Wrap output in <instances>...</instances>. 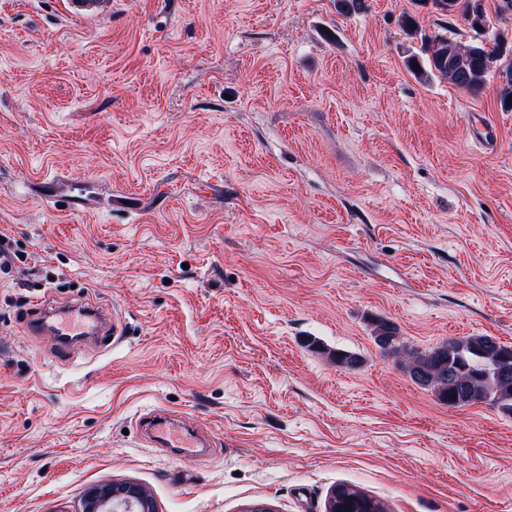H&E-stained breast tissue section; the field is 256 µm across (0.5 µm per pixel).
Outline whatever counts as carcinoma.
<instances>
[{
  "label": "carcinoma",
  "instance_id": "cac0c4a2",
  "mask_svg": "<svg viewBox=\"0 0 512 512\" xmlns=\"http://www.w3.org/2000/svg\"><path fill=\"white\" fill-rule=\"evenodd\" d=\"M448 13L457 12L477 34L489 27L482 0H435ZM338 12L350 17L367 9L366 0H336ZM424 55L408 58V67L415 77L428 83L438 77L465 93L481 92L489 77L505 73L508 87L501 89L499 99L503 109L512 111V40L502 33L471 44H462L448 36L424 38ZM375 341L384 336L394 337L404 360V368L419 386L430 390L450 407H466L487 398L498 408L512 414V374L504 376L499 366L509 362L512 367V347L492 336H466L451 339L428 350L407 349L400 345L394 324L382 321L374 329ZM340 368H354L360 358L347 351L329 353ZM336 512H384L374 499L348 484H339Z\"/></svg>",
  "mask_w": 512,
  "mask_h": 512
}]
</instances>
